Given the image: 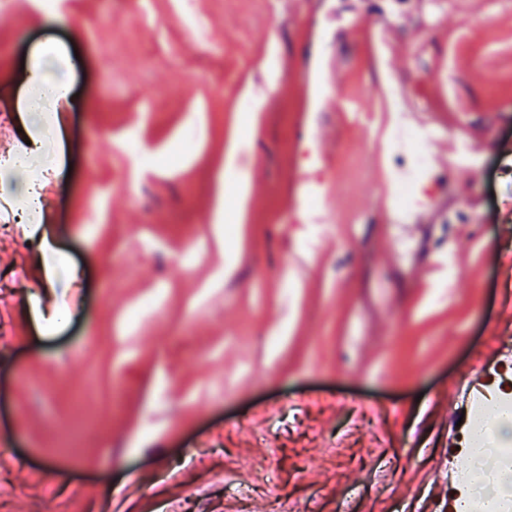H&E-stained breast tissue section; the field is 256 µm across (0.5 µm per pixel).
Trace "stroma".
Instances as JSON below:
<instances>
[{"label": "stroma", "mask_w": 512, "mask_h": 512, "mask_svg": "<svg viewBox=\"0 0 512 512\" xmlns=\"http://www.w3.org/2000/svg\"><path fill=\"white\" fill-rule=\"evenodd\" d=\"M65 14L0 5V155L23 58L81 61L47 109L69 176L41 223L0 204V512H448L442 396L512 343V0ZM305 56L336 63L310 101ZM393 80L460 122L429 137L453 161L419 220L389 196Z\"/></svg>", "instance_id": "obj_1"}]
</instances>
